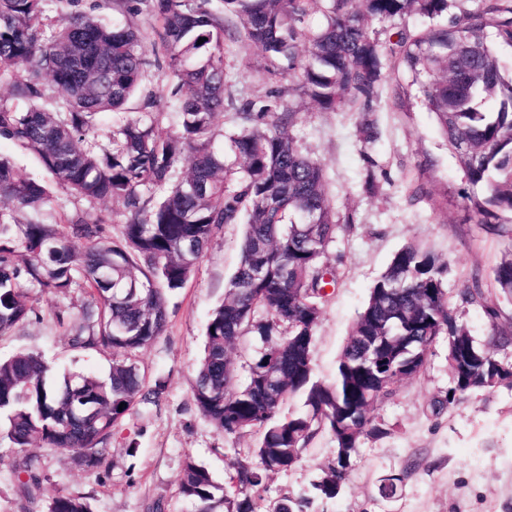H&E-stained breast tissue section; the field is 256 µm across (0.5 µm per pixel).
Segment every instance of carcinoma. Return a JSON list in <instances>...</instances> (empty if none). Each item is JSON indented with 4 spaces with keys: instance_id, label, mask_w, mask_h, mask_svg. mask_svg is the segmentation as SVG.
Wrapping results in <instances>:
<instances>
[{
    "instance_id": "obj_1",
    "label": "carcinoma",
    "mask_w": 512,
    "mask_h": 512,
    "mask_svg": "<svg viewBox=\"0 0 512 512\" xmlns=\"http://www.w3.org/2000/svg\"><path fill=\"white\" fill-rule=\"evenodd\" d=\"M320 1L325 23L311 30L305 20ZM45 2L0 0V73L26 67L11 94L28 104L24 111L0 106V140L37 154L75 196L121 201L125 222L119 239L106 235L100 218L47 222L53 198L46 185L0 156V337L33 313L24 285L59 298L80 290V313L59 306L54 318L74 350L112 355L104 378L61 374L34 350L0 359V447L15 454L21 498L35 499L46 480L29 449L55 448L78 467L99 468L113 430L134 406L160 399L166 382L145 389L136 353L164 334L171 296L228 224L245 225L240 262L208 319L193 398L224 436L257 438L237 453L222 485L194 458L184 459L178 493L191 512H308L313 497L336 498L362 443L387 434L375 406L426 367L441 336L448 337L452 387L431 402L432 412L473 391L512 387V364L496 357L512 336L494 333L476 344L444 288L449 261L414 243L393 255L371 288L334 380L314 377L315 330L326 287L338 277L328 248L350 225L337 223L321 165L290 134L298 111L279 94L237 98L224 66L227 40L260 51L271 74L294 79L323 110L359 112L367 143L379 137L370 116L380 111L386 70L410 75L466 180L484 189L467 197L468 208L479 223L501 228L512 224L503 218L512 216V78L503 75L487 29L512 46V0H483L445 23L435 19L451 0H219V12L212 0H138L160 22L166 52L176 131L165 137L156 132L162 113L150 99L141 115L98 127L101 113L123 112L139 87L149 65L145 36L71 12L45 40L38 25ZM410 14L432 23L399 30L388 43L368 27ZM301 42L307 58L297 54ZM44 77L63 94L55 111L37 105ZM227 111L240 125L229 138V163L214 126ZM493 280L500 295L512 297V248ZM460 297L483 301L489 320L498 318L479 275ZM248 336L261 346L239 362L234 347ZM295 397L298 411L287 408ZM320 434L335 448L313 495L265 499L270 475L291 469ZM403 479L385 476L378 495L395 498ZM47 512L92 510L87 496L61 491Z\"/></svg>"
}]
</instances>
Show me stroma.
I'll return each instance as SVG.
<instances>
[{
	"label": "stroma",
	"instance_id": "stroma-1",
	"mask_svg": "<svg viewBox=\"0 0 512 512\" xmlns=\"http://www.w3.org/2000/svg\"><path fill=\"white\" fill-rule=\"evenodd\" d=\"M76 10L134 23L150 38L158 27L157 19L140 10L136 0H49L45 34H52L57 21ZM224 55L239 97L263 100L280 88L256 50L228 42ZM410 82L399 73L388 75L381 109L373 115L380 137L372 143L359 136L357 112L324 111L294 89L286 96L299 112L291 133L323 167L337 218L353 219L350 231L339 235L328 253L329 262L339 265V277L328 290L316 329L313 365L323 379L333 378L374 281L392 255L409 243L448 258V299L476 342L485 343L496 330L512 334V299L499 302V316L492 321L481 304L459 297L475 273L485 294L493 293L492 269L512 247V235L476 223L466 201L473 188L433 115L404 96ZM50 191L59 220L78 213L101 217L107 234L120 236L121 203H91L56 185ZM242 233V225L231 224L216 234L185 288L172 298L164 335L139 351L149 375L162 377L167 387L158 402L137 405L114 431L106 465L80 469L57 451L39 448L36 454L48 479L37 498L25 504L16 492L9 460H2L0 512H46L47 502L60 491L87 494L93 512H188L178 494L182 462L188 456L207 467L217 482L225 481L236 450L252 447L255 439L234 440L217 431L197 411L193 386L206 322L238 265ZM30 297L35 313L0 337V357L38 350L58 369L106 376L111 355L72 349L53 319L60 304L79 311L83 293L77 290L60 299L35 288ZM447 354L448 342L439 338L424 370L399 383L396 394L377 406L387 434L362 444L340 495L316 501L312 512H512V390H478L432 414L431 402L444 397L451 385ZM131 439L138 442L133 457L127 453ZM333 448L328 436L316 438L294 467L271 477L268 498L309 489ZM401 471L406 477L397 497L382 501L377 494L380 479Z\"/></svg>",
	"mask_w": 512,
	"mask_h": 512
}]
</instances>
